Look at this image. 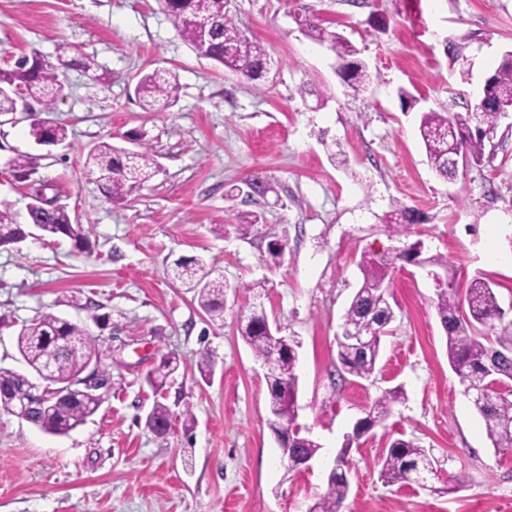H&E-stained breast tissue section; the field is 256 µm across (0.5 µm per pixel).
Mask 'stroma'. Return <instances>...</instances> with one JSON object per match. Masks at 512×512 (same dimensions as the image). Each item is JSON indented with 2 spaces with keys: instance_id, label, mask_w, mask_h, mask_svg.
Returning a JSON list of instances; mask_svg holds the SVG:
<instances>
[{
  "instance_id": "obj_1",
  "label": "stroma",
  "mask_w": 512,
  "mask_h": 512,
  "mask_svg": "<svg viewBox=\"0 0 512 512\" xmlns=\"http://www.w3.org/2000/svg\"><path fill=\"white\" fill-rule=\"evenodd\" d=\"M225 10L267 50L263 79L199 56L156 0H0V70L33 53L53 63L64 49L107 73L102 83L60 70L51 111L37 104L0 117V208L26 223L32 183H52L91 243L80 254L71 240L35 231L0 247V366L26 372L18 332L53 313L87 324L111 376L99 410L68 435L0 413V512H307L365 408L396 386L402 403L351 451L342 512H512V452H495L448 365L425 270L401 262L391 273L395 319L376 382L341 375L335 339L360 283L361 251L400 245L372 223L393 199L420 212L414 238L445 256L459 283L485 277L512 304V120L501 121L492 161L451 179L431 169L417 131L421 111L477 102L512 50V0H226ZM305 12L357 48L371 76L364 91L301 31L294 16ZM449 40L461 47L454 62ZM156 69L176 75L179 98L145 112L134 87ZM305 83L329 91L325 105L300 96ZM402 87L416 108L403 107ZM36 119L65 126L67 140L36 144ZM107 139L147 145L159 164L116 202L84 173L89 149ZM330 141L346 163L331 160ZM20 154L32 161L25 182L11 166ZM258 169L278 202L229 205L225 190ZM256 209L262 223H238V212ZM275 235L288 250L271 267ZM181 256L202 258L233 286L223 320L170 277ZM264 279L270 320L300 344L297 422L321 445L307 470L282 456L266 422L263 370L239 332L251 287ZM166 355L180 366L156 392L146 377ZM204 355L215 363L206 380L197 369ZM157 401L172 412L163 439L146 426ZM393 438L430 450L453 492L381 482L377 461Z\"/></svg>"
}]
</instances>
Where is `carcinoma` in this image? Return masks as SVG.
<instances>
[{
  "label": "carcinoma",
  "mask_w": 512,
  "mask_h": 512,
  "mask_svg": "<svg viewBox=\"0 0 512 512\" xmlns=\"http://www.w3.org/2000/svg\"><path fill=\"white\" fill-rule=\"evenodd\" d=\"M159 9L171 18L182 37L201 56L249 80L263 77L268 59L266 49L250 40L234 20L226 14L225 0H156ZM297 25L312 41L327 46L340 60L343 81L356 91H362L369 80L364 66L353 59L358 50L340 34L328 30L320 19L296 18ZM58 64L43 62L37 55L20 59L14 69L0 71V86H20L27 96L44 109L53 105L61 91L58 70L80 66L85 71L94 68L86 59L57 57ZM179 86L176 77L167 71L145 74L135 87V96L146 112L164 111L175 105ZM506 110L512 111V51L505 53L499 67L485 80L483 93L477 103L465 113H421L418 126L428 162L442 176H453L457 168L451 159L459 157L467 164H480L495 156L500 142V120ZM30 136L36 143L44 140L64 142L67 129L59 125L32 123ZM84 169L89 179L106 190L115 200L124 199L135 188L149 182L157 173V164L146 147L131 151L125 147L102 141L87 154ZM250 180L257 187L255 199H266L275 192L265 172L255 171ZM28 223L40 226L42 235L68 238L79 247L86 240L83 225L72 222L69 213L58 203L49 202V208H27ZM393 236H405L411 225L419 223L412 207L391 200L388 210L378 216ZM26 236V225L15 222L8 208L0 209V246L11 245ZM288 241L273 239L268 243L266 262L277 266L282 263ZM424 242L415 240L403 247L382 254L364 252L358 266L363 281L353 294L343 315L341 333L336 335L338 360L343 370L359 379L369 380L374 375L380 353L382 337L395 318L389 302V273L397 262H428L445 267L447 260L441 255L422 258ZM175 277L182 286L194 293L199 306L212 320L224 319V300L228 285L224 279L212 277L211 270L197 257H181L173 262ZM436 308L447 334L448 363L465 386L483 388L471 402L483 418L487 438L497 452L512 451V396L503 395L486 384L495 378L512 380V319L503 315L494 289L482 277H474L466 288L458 286L457 279L448 276L436 286ZM241 335L251 348L256 361L264 364L277 359V370L269 390V417L271 431H291L298 427L296 365L300 343L271 331L269 317L263 303H254L244 318ZM358 331L366 342L354 345L347 336ZM18 352L24 362L37 373L48 369L55 380L67 382L78 377L90 362H101L99 339L87 326L71 322L52 313L43 314L21 328L17 338ZM178 369L177 358L164 357L156 374H148L147 382L153 387L164 384ZM36 385L28 376L12 369L0 367V411L24 418L52 435H67L102 405L103 399L91 392L75 391L55 406L38 402ZM18 398L31 400L25 408H18ZM404 393L395 387L382 391L365 409L351 435L347 436L334 460L333 471L327 478L323 495L308 512H341L349 493L346 468L353 444L362 435L388 419L395 404ZM149 417L154 434L165 437L171 426L172 413L161 402L154 404ZM298 456L313 457L321 449L314 439L297 434L293 442ZM379 479L387 485L414 481L427 487L436 478L433 458L426 449L410 441L395 438L383 449L378 459Z\"/></svg>",
  "instance_id": "1"
}]
</instances>
